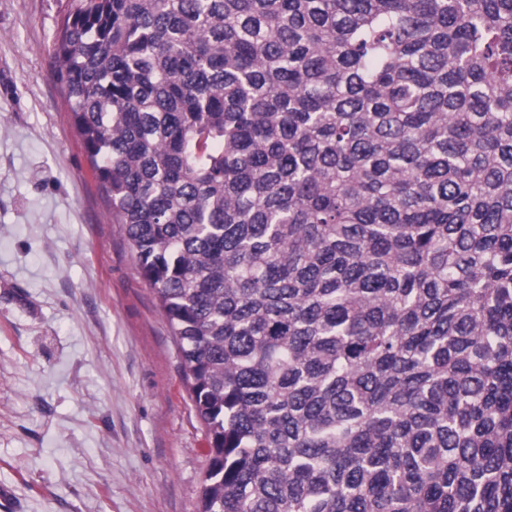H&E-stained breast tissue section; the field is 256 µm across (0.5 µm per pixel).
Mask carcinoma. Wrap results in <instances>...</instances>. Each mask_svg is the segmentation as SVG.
Returning a JSON list of instances; mask_svg holds the SVG:
<instances>
[{
    "mask_svg": "<svg viewBox=\"0 0 512 512\" xmlns=\"http://www.w3.org/2000/svg\"><path fill=\"white\" fill-rule=\"evenodd\" d=\"M53 55L201 512H512V0H72Z\"/></svg>",
    "mask_w": 512,
    "mask_h": 512,
    "instance_id": "1",
    "label": "carcinoma"
}]
</instances>
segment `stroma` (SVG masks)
I'll return each instance as SVG.
<instances>
[{"instance_id":"1","label":"stroma","mask_w":512,"mask_h":512,"mask_svg":"<svg viewBox=\"0 0 512 512\" xmlns=\"http://www.w3.org/2000/svg\"><path fill=\"white\" fill-rule=\"evenodd\" d=\"M68 0H0V512H198L208 438L55 79Z\"/></svg>"}]
</instances>
